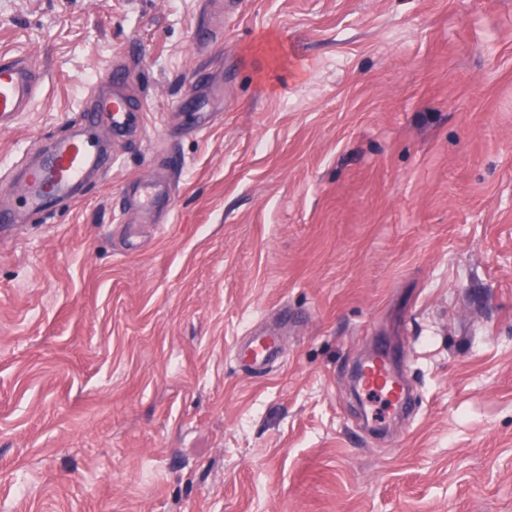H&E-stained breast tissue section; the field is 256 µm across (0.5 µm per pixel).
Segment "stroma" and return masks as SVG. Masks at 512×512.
<instances>
[{
  "label": "stroma",
  "instance_id": "obj_1",
  "mask_svg": "<svg viewBox=\"0 0 512 512\" xmlns=\"http://www.w3.org/2000/svg\"><path fill=\"white\" fill-rule=\"evenodd\" d=\"M0 0L35 100L0 209L100 76L116 162L0 228V512H512V0ZM209 109L212 120L197 128ZM174 195L141 236L128 183ZM265 375L237 365L279 324ZM421 396L374 437L349 366Z\"/></svg>",
  "mask_w": 512,
  "mask_h": 512
}]
</instances>
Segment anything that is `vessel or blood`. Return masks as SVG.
<instances>
[{
    "label": "vessel or blood",
    "mask_w": 512,
    "mask_h": 512,
    "mask_svg": "<svg viewBox=\"0 0 512 512\" xmlns=\"http://www.w3.org/2000/svg\"><path fill=\"white\" fill-rule=\"evenodd\" d=\"M117 84V72L101 76L98 91L85 109L83 131L73 133L41 162L28 168L23 192V203L28 209L39 211L71 197L75 187L100 167L102 156L94 139L99 119L108 120L117 133L127 132L138 123L146 110L145 103L131 100L118 90ZM36 89V71L31 64L7 54L0 56L1 128L30 107ZM134 194L140 208L151 210L169 200L171 187L162 180L149 178L135 183ZM278 354V338L272 332L251 334L238 350L242 367L254 374L263 373ZM398 356V351L378 344L356 371L359 389L372 399L385 401L395 411L409 407L413 399L408 381L396 368Z\"/></svg>",
    "instance_id": "b4317fda"
}]
</instances>
